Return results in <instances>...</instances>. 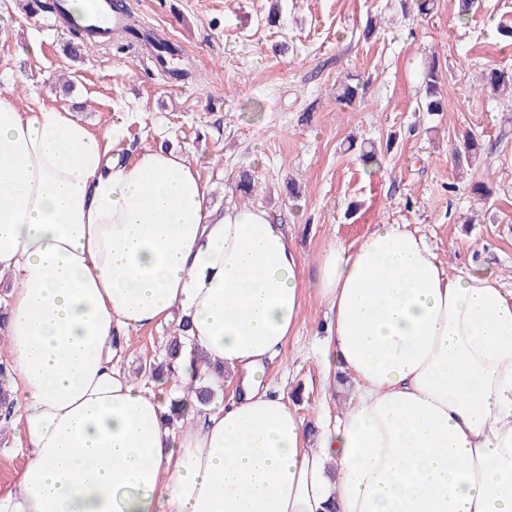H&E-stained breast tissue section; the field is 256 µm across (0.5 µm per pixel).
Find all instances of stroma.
Instances as JSON below:
<instances>
[{"mask_svg": "<svg viewBox=\"0 0 512 512\" xmlns=\"http://www.w3.org/2000/svg\"><path fill=\"white\" fill-rule=\"evenodd\" d=\"M145 29L169 41L192 72L173 78L142 47L97 43L70 54L66 28L24 0H0V92L22 108L70 109L93 131L120 127L114 145L133 158L171 147L196 165L211 206L249 203L284 225L307 270L336 240L358 242L376 224L423 236L446 270L495 269L512 291V97L490 94L482 76L512 72V0H479L459 20L457 0H430L428 13L401 0H123ZM438 60L441 112L416 106L422 74ZM358 75L360 104L336 100ZM31 76L32 86L21 77ZM482 146L458 164L462 136ZM389 145L380 171L363 166L356 143ZM254 180L251 197L236 185ZM487 182L490 198L474 194ZM325 304L308 298L304 322L273 362L274 387L308 421L341 414L349 390L325 392L320 357ZM177 320L130 331L119 364L142 380L161 361ZM16 428L0 429V492L13 489L25 458Z\"/></svg>", "mask_w": 512, "mask_h": 512, "instance_id": "stroma-1", "label": "stroma"}]
</instances>
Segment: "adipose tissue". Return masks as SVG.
Segmentation results:
<instances>
[{"label": "adipose tissue", "mask_w": 512, "mask_h": 512, "mask_svg": "<svg viewBox=\"0 0 512 512\" xmlns=\"http://www.w3.org/2000/svg\"><path fill=\"white\" fill-rule=\"evenodd\" d=\"M117 135L0 95V339L26 456L0 512H512V292L494 270L447 274L422 236L377 224L308 277L264 208L217 210L182 154L123 161ZM311 295L324 378L353 383L313 441L270 381ZM175 317L212 385L239 374L227 405L186 400L189 359L152 390L113 366L116 336Z\"/></svg>", "instance_id": "obj_1"}]
</instances>
